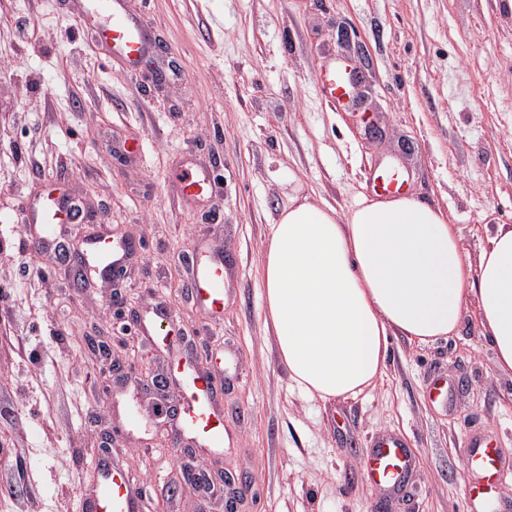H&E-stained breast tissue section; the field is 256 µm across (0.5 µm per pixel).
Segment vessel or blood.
I'll list each match as a JSON object with an SVG mask.
<instances>
[{
  "label": "vessel or blood",
  "instance_id": "obj_1",
  "mask_svg": "<svg viewBox=\"0 0 512 512\" xmlns=\"http://www.w3.org/2000/svg\"><path fill=\"white\" fill-rule=\"evenodd\" d=\"M86 24L93 27L110 47L114 56L129 63L147 54L148 42L138 20L127 10L125 0H89ZM328 96L337 102H347L351 92L350 78L344 63L332 64L324 75ZM186 195L208 196L212 177L208 170H190L181 177ZM406 180L395 164L381 168L372 178L371 192L380 197L402 194ZM29 214L41 228L37 242H45V230L70 220L69 212L59 210L50 201L42 203ZM91 269L119 266L122 257L112 243L92 241L88 244ZM191 294L205 310L214 312L224 304V262L220 254L209 251L198 256L193 264ZM183 377L182 395L176 427L171 432L172 444L191 439L201 448L216 450L224 445L223 414L217 405V395L209 376L198 373L186 363H178ZM465 462L476 471L478 482L470 492V512H504L503 507L489 496L485 481L497 474V451L489 438L471 437ZM414 459L404 438L384 434L373 443L363 462L365 472L377 487L389 493H399L411 473ZM82 512H143L142 495L125 471L119 467L106 469L95 493L87 498Z\"/></svg>",
  "mask_w": 512,
  "mask_h": 512
}]
</instances>
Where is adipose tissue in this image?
Masks as SVG:
<instances>
[{
	"label": "adipose tissue",
	"instance_id": "adipose-tissue-1",
	"mask_svg": "<svg viewBox=\"0 0 512 512\" xmlns=\"http://www.w3.org/2000/svg\"><path fill=\"white\" fill-rule=\"evenodd\" d=\"M266 319L290 381L327 400L385 374L390 333L427 343L456 334L468 297L512 372V225L471 263L439 206L359 196L345 211L292 198L272 224L260 272Z\"/></svg>",
	"mask_w": 512,
	"mask_h": 512
}]
</instances>
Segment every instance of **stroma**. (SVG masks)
I'll list each match as a JSON object with an SVG mask.
<instances>
[{
	"label": "stroma",
	"mask_w": 512,
	"mask_h": 512,
	"mask_svg": "<svg viewBox=\"0 0 512 512\" xmlns=\"http://www.w3.org/2000/svg\"><path fill=\"white\" fill-rule=\"evenodd\" d=\"M159 49L154 69L113 58L80 18L81 0H0V512H80L96 459L136 480L145 512H469L466 436L497 435L512 500V372H501L475 301L457 334L389 336L374 390L322 400L292 386L266 322L260 268L270 228L295 194L337 209L393 161L408 191L440 206L478 259L512 224V10L502 0H127ZM359 70L365 108L329 105L332 58ZM214 180L203 202L177 181L187 163ZM54 192L80 219L57 228L69 254L32 250L27 199ZM132 243L114 280L81 282L89 234ZM224 254V309L189 292L202 244ZM177 316L188 358L213 373L224 449L183 463L168 424L130 435L115 389L167 378L171 355L137 324L157 304ZM111 341L91 354L85 333ZM122 372H114L113 362ZM458 379L455 410L428 392ZM406 435L412 486L389 500L364 473L370 440ZM111 434L109 448L101 438Z\"/></svg>",
	"instance_id": "1"
}]
</instances>
